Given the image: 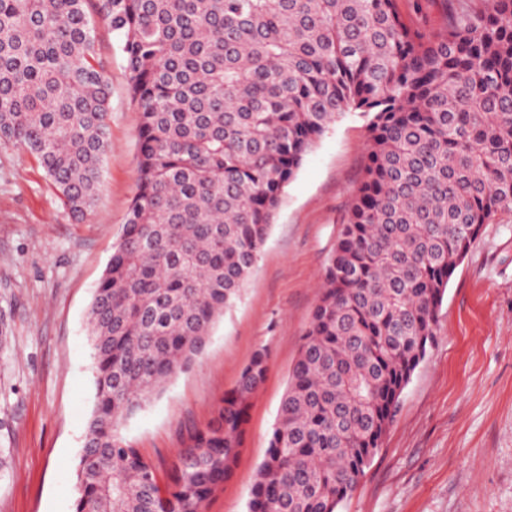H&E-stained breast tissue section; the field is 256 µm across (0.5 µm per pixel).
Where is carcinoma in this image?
I'll return each mask as SVG.
<instances>
[{
  "instance_id": "carcinoma-1",
  "label": "carcinoma",
  "mask_w": 512,
  "mask_h": 512,
  "mask_svg": "<svg viewBox=\"0 0 512 512\" xmlns=\"http://www.w3.org/2000/svg\"><path fill=\"white\" fill-rule=\"evenodd\" d=\"M95 0L140 114L137 184L88 314L95 405L75 512H206L244 447L270 353L160 480L124 422L202 351L331 126L366 155L289 374L249 512H337L436 338L457 267L512 211V0ZM88 0H0V144L34 155L65 205L95 206L110 89Z\"/></svg>"
}]
</instances>
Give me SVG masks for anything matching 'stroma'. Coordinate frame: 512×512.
Masks as SVG:
<instances>
[{
	"label": "stroma",
	"instance_id": "obj_1",
	"mask_svg": "<svg viewBox=\"0 0 512 512\" xmlns=\"http://www.w3.org/2000/svg\"><path fill=\"white\" fill-rule=\"evenodd\" d=\"M94 27L111 88L95 207L74 217L34 155L0 144V512H74L95 396L87 314L136 192L140 122L120 40L102 19ZM366 141L364 120L351 112L316 143L284 190L239 301L198 359L123 427L146 458L170 462L255 350L269 348L245 448L207 512H248ZM338 512H512V212L485 227L449 281L435 343Z\"/></svg>",
	"mask_w": 512,
	"mask_h": 512
}]
</instances>
